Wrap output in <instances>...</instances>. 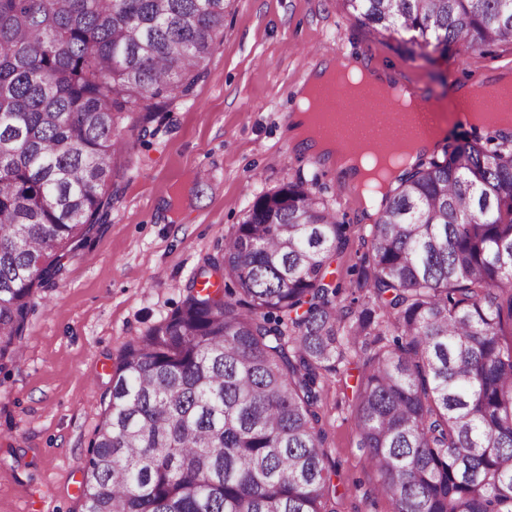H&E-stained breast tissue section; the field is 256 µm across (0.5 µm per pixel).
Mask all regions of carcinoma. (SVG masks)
Here are the masks:
<instances>
[{
    "label": "carcinoma",
    "mask_w": 512,
    "mask_h": 512,
    "mask_svg": "<svg viewBox=\"0 0 512 512\" xmlns=\"http://www.w3.org/2000/svg\"><path fill=\"white\" fill-rule=\"evenodd\" d=\"M231 0H0V370L35 287L108 222L122 132L154 134ZM445 55L512 41V0H341ZM349 302L345 226L302 181L261 194L170 315L129 343L83 512H336L321 404L348 407L392 512H512V145L419 162L385 193Z\"/></svg>",
    "instance_id": "1"
}]
</instances>
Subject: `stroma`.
I'll list each match as a JSON object with an SVG mask.
<instances>
[{"mask_svg":"<svg viewBox=\"0 0 512 512\" xmlns=\"http://www.w3.org/2000/svg\"><path fill=\"white\" fill-rule=\"evenodd\" d=\"M347 54L434 99L512 71L511 42L426 55L408 34L371 32L337 0H233L193 100L161 112L149 142L133 141L109 222L60 276L36 288L20 354L0 371V512H81L86 450L117 358L180 305L204 258L221 254L256 196L290 180L308 183L348 226L333 268L351 292L371 221L354 184L335 165L299 153L286 132L305 71ZM321 426L349 488L338 512H391L335 375Z\"/></svg>","mask_w":512,"mask_h":512,"instance_id":"35a3bbf8","label":"stroma"}]
</instances>
